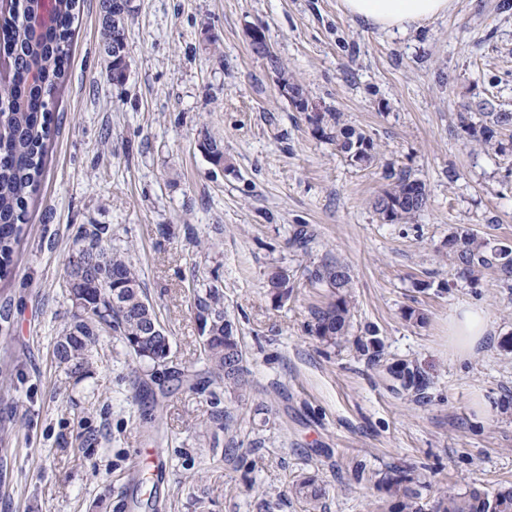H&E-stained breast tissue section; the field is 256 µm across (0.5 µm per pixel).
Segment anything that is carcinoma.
Returning <instances> with one entry per match:
<instances>
[{
  "instance_id": "cac0c4a2",
  "label": "carcinoma",
  "mask_w": 512,
  "mask_h": 512,
  "mask_svg": "<svg viewBox=\"0 0 512 512\" xmlns=\"http://www.w3.org/2000/svg\"><path fill=\"white\" fill-rule=\"evenodd\" d=\"M114 0H102L101 36L104 53L122 51L120 30L112 25ZM78 0H56L55 23L33 39L24 21L29 0H14L10 11L0 15V280L13 275V257L27 224L29 200L37 192L45 170L48 145L56 128L54 99L64 84L71 62L73 23ZM479 123L460 116L461 123L485 149L497 154L506 150L501 135L512 132V112L497 111L489 100L477 105ZM313 131L336 144L354 165L368 166L375 158V144L363 133L339 122L333 112L322 113ZM392 182L374 201L382 219L391 224L408 222L428 202L426 185L407 172L390 175ZM111 230L100 224L77 228V249L65 269L71 301L83 300L81 314L56 338L53 355L66 373L81 380L90 372L91 353L104 333L115 332L130 355L157 374L166 367L170 341L142 286L140 274L129 256L112 249ZM448 259L469 278L499 267L504 288H512V247H491L467 230L448 237ZM308 279L330 288V299L312 310L310 332L319 340L336 346L347 340L352 309V278L349 268L324 261L308 270ZM286 271L269 273L267 296L275 303L292 292ZM120 289L119 303L112 290ZM195 321L204 322L208 342H200L199 359L224 389L242 392L247 386L245 353L233 322L224 312V296L216 287L193 289ZM408 471L394 468L382 485L386 506L380 512H421L419 491ZM294 496L311 506L326 495L313 477L292 483ZM434 512H512V484L493 491L477 486L451 488L441 492Z\"/></svg>"
}]
</instances>
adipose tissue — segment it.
<instances>
[{"label":"adipose tissue","mask_w":512,"mask_h":512,"mask_svg":"<svg viewBox=\"0 0 512 512\" xmlns=\"http://www.w3.org/2000/svg\"><path fill=\"white\" fill-rule=\"evenodd\" d=\"M449 0H342L345 12L383 30H407L408 26L437 18L448 10ZM491 331L485 309L466 305L451 317L448 334L458 358H468Z\"/></svg>","instance_id":"obj_1"}]
</instances>
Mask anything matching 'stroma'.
<instances>
[{"mask_svg": "<svg viewBox=\"0 0 512 512\" xmlns=\"http://www.w3.org/2000/svg\"><path fill=\"white\" fill-rule=\"evenodd\" d=\"M132 7L128 76L115 84L100 0H80L58 131L14 275L0 281V512H375L393 467L429 477L419 503L432 512L444 488L512 483V289L447 258L460 229L512 246V156L485 152L459 119L484 99L512 111V0H450L402 32L353 19L342 0ZM256 26L321 111L373 140L370 166L314 135L251 53ZM403 170L428 203L389 224L374 201ZM82 224L109 225L139 269L182 380L151 378L109 333L87 378L54 359ZM299 229L309 250L291 243ZM326 258L353 281L336 347L310 332L329 290L307 271ZM278 268L293 288L280 305L263 288ZM205 285L223 292L243 341L246 396L198 360L192 291ZM464 303L486 309L493 331L462 361L448 321ZM405 368L415 386L395 379ZM158 468L154 506L133 508L139 476ZM302 474L327 489L317 507L289 491Z\"/></svg>", "mask_w": 512, "mask_h": 512, "instance_id": "obj_1", "label": "stroma"}]
</instances>
